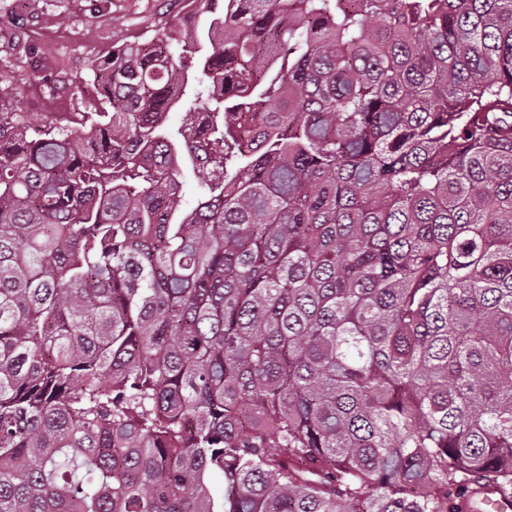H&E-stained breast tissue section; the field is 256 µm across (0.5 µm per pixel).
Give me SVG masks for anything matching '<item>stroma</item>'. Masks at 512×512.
<instances>
[{
	"instance_id": "35a3bbf8",
	"label": "stroma",
	"mask_w": 512,
	"mask_h": 512,
	"mask_svg": "<svg viewBox=\"0 0 512 512\" xmlns=\"http://www.w3.org/2000/svg\"><path fill=\"white\" fill-rule=\"evenodd\" d=\"M0 78L17 85L0 98L1 112H25L33 121L73 110L78 83L113 47L153 35L195 16L182 0H0Z\"/></svg>"
}]
</instances>
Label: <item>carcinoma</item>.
<instances>
[{"instance_id":"1","label":"carcinoma","mask_w":512,"mask_h":512,"mask_svg":"<svg viewBox=\"0 0 512 512\" xmlns=\"http://www.w3.org/2000/svg\"><path fill=\"white\" fill-rule=\"evenodd\" d=\"M185 2L0 112V512L512 506V0Z\"/></svg>"}]
</instances>
